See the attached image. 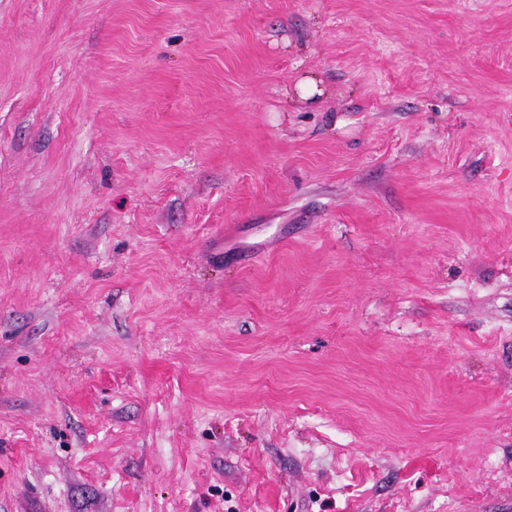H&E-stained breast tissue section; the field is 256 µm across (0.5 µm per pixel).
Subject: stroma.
<instances>
[{
  "label": "stroma",
  "mask_w": 512,
  "mask_h": 512,
  "mask_svg": "<svg viewBox=\"0 0 512 512\" xmlns=\"http://www.w3.org/2000/svg\"><path fill=\"white\" fill-rule=\"evenodd\" d=\"M0 512H512V0H0Z\"/></svg>",
  "instance_id": "obj_1"
}]
</instances>
